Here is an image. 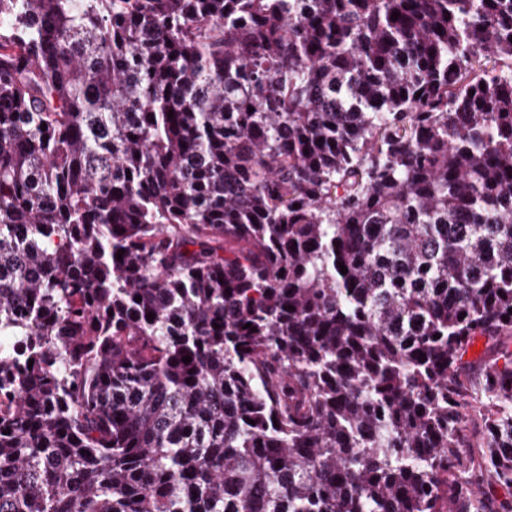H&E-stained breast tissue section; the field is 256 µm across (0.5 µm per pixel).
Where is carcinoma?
<instances>
[{"mask_svg":"<svg viewBox=\"0 0 512 512\" xmlns=\"http://www.w3.org/2000/svg\"><path fill=\"white\" fill-rule=\"evenodd\" d=\"M511 308L512 0H0V512H512Z\"/></svg>","mask_w":512,"mask_h":512,"instance_id":"obj_1","label":"carcinoma"}]
</instances>
